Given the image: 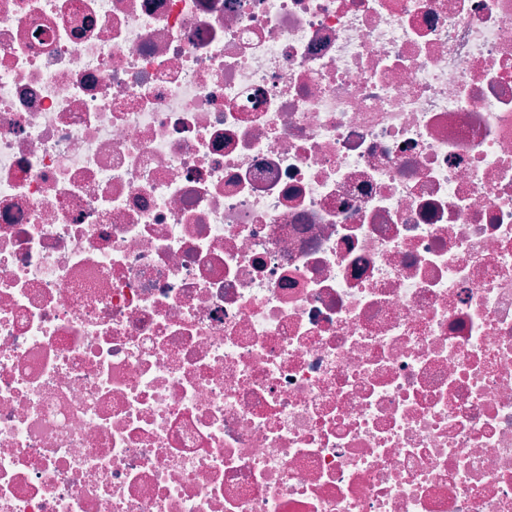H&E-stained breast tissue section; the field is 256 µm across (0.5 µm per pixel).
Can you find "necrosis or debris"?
<instances>
[{
    "label": "necrosis or debris",
    "mask_w": 512,
    "mask_h": 512,
    "mask_svg": "<svg viewBox=\"0 0 512 512\" xmlns=\"http://www.w3.org/2000/svg\"><path fill=\"white\" fill-rule=\"evenodd\" d=\"M0 512H512V0H0Z\"/></svg>",
    "instance_id": "necrosis-or-debris-1"
}]
</instances>
